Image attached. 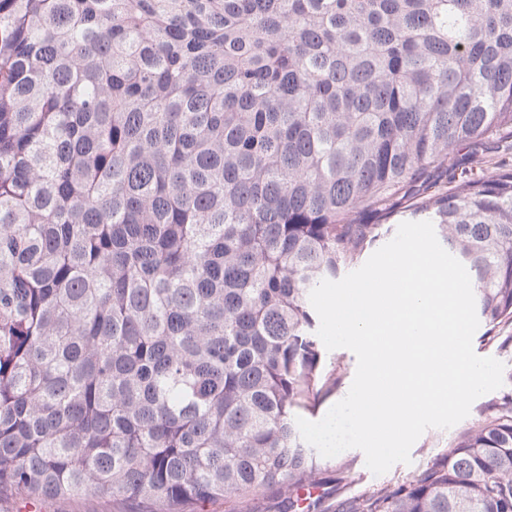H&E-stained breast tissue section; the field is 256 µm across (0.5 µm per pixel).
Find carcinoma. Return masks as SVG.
Masks as SVG:
<instances>
[{
  "instance_id": "carcinoma-1",
  "label": "carcinoma",
  "mask_w": 512,
  "mask_h": 512,
  "mask_svg": "<svg viewBox=\"0 0 512 512\" xmlns=\"http://www.w3.org/2000/svg\"><path fill=\"white\" fill-rule=\"evenodd\" d=\"M500 132L512 0H0V491L512 512V395L346 497L296 425L339 384L309 293L397 216L512 346ZM487 140V148L480 154L479 164L476 165L477 173L492 171L501 166H512V139L492 135Z\"/></svg>"
}]
</instances>
